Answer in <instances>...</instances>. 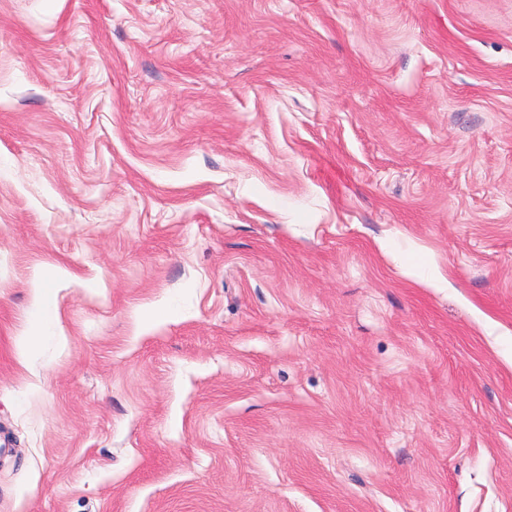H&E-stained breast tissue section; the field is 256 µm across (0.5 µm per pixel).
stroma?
Masks as SVG:
<instances>
[{"label": "stroma", "mask_w": 512, "mask_h": 512, "mask_svg": "<svg viewBox=\"0 0 512 512\" xmlns=\"http://www.w3.org/2000/svg\"><path fill=\"white\" fill-rule=\"evenodd\" d=\"M1 446L0 512H512V0H0Z\"/></svg>", "instance_id": "stroma-1"}]
</instances>
